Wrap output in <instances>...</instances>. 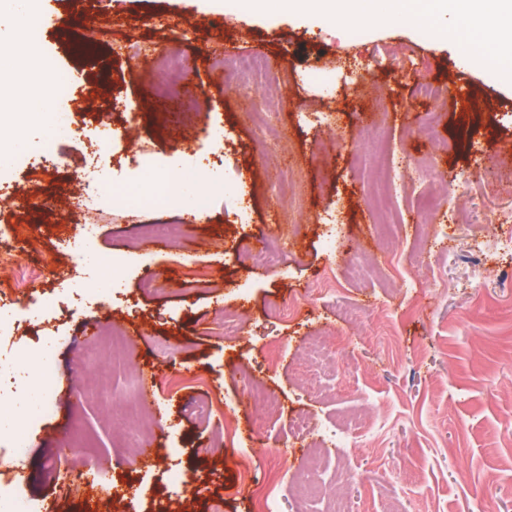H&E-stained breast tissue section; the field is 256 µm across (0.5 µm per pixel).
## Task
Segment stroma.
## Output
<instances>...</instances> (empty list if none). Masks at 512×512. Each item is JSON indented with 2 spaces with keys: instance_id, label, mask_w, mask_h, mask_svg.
I'll use <instances>...</instances> for the list:
<instances>
[{
  "instance_id": "stroma-1",
  "label": "stroma",
  "mask_w": 512,
  "mask_h": 512,
  "mask_svg": "<svg viewBox=\"0 0 512 512\" xmlns=\"http://www.w3.org/2000/svg\"><path fill=\"white\" fill-rule=\"evenodd\" d=\"M66 2L43 0L37 59L0 91V108L18 112L34 108L56 75H70L75 91L49 105L70 113L75 129L56 157L36 156L44 128L35 122L7 131L13 148L0 166V225L20 226L12 258L30 272L0 372L25 393L40 339L53 334L56 374L73 394L31 434L28 496L44 512H209L218 499L224 512H254L239 474L268 468L278 453L288 464L270 480L275 510L298 512L288 487L309 448L291 423L307 414L359 419L350 447L318 467L328 482L358 472L348 512H480L484 496L495 512H512V222L488 221L512 213L502 191L512 181V44H494L503 63L487 75L483 58L463 50L469 21L442 13L438 0L427 6V37L413 21L336 23L277 6L231 12L227 0H90L88 39L106 55L78 73L58 40ZM350 25L353 40L343 36ZM183 28L191 40L180 39ZM127 39L142 54L125 49ZM225 45L265 56L266 75L248 82L253 95L220 65ZM400 46L410 58L397 72L389 52ZM422 81L445 95L417 99ZM257 101L275 113L273 125H254ZM434 110L456 156L418 134ZM105 127L111 152L91 154ZM135 141L152 148L175 203L127 211L91 201L92 246L69 252L83 225L64 206L76 180L97 167L127 178ZM200 159L199 177L182 179ZM380 159L407 187L390 203L400 222L383 242L370 202ZM461 179L463 207L453 192ZM203 194L211 200L200 212ZM45 196L58 208L42 207ZM146 224L180 225L181 238L149 252ZM275 238L288 253L280 267L238 261L237 249ZM425 241L431 274L415 266ZM107 253L130 256L132 271L102 305L90 290L96 257ZM374 258L398 261V273L346 275ZM196 268L208 287H183ZM145 276L154 293L140 289ZM273 305L296 312L278 321L266 315ZM225 310L239 316L231 334ZM274 340L282 351L271 365ZM147 371L160 387L158 403L143 407L156 453L136 458L116 419ZM208 400L224 410L206 423L199 407ZM77 458L108 485L112 510L72 486ZM170 468L190 476L195 497L169 482Z\"/></svg>"
}]
</instances>
